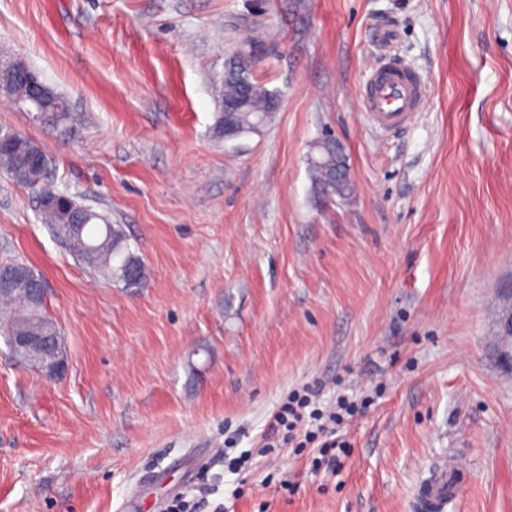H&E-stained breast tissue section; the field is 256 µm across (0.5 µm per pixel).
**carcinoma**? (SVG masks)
<instances>
[{
  "instance_id": "obj_1",
  "label": "carcinoma",
  "mask_w": 512,
  "mask_h": 512,
  "mask_svg": "<svg viewBox=\"0 0 512 512\" xmlns=\"http://www.w3.org/2000/svg\"><path fill=\"white\" fill-rule=\"evenodd\" d=\"M26 81L15 82L0 94L17 101L31 99ZM276 96L247 77L237 75L224 79L223 101L240 105L234 113L236 131L242 135L259 131L269 120ZM34 115L40 124L58 130L70 118L69 104L53 87L40 92ZM316 156L309 162L316 185L328 195L341 199L350 195L351 182H336L347 174L348 155L343 145L328 136L314 145ZM49 159L41 146L18 136L9 142L4 156V172L31 189L41 198V217L51 225L54 237L84 265L104 273L109 279L127 288H140L146 281V268L139 256L130 251L123 229L111 224L100 213L79 204L73 197L45 186ZM0 333L12 336H43L58 334L56 323L47 313L45 294H36L20 286L0 294Z\"/></svg>"
}]
</instances>
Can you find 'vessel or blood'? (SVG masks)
I'll list each match as a JSON object with an SVG mask.
<instances>
[{"mask_svg":"<svg viewBox=\"0 0 512 512\" xmlns=\"http://www.w3.org/2000/svg\"><path fill=\"white\" fill-rule=\"evenodd\" d=\"M368 71L361 103L369 122L384 132L408 125L425 105V81L386 56L369 63ZM463 482L455 459L443 460L418 490L424 512H444L448 497L457 495Z\"/></svg>","mask_w":512,"mask_h":512,"instance_id":"obj_1","label":"vessel or blood"}]
</instances>
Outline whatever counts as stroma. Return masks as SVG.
<instances>
[{
  "mask_svg": "<svg viewBox=\"0 0 512 512\" xmlns=\"http://www.w3.org/2000/svg\"><path fill=\"white\" fill-rule=\"evenodd\" d=\"M240 51L280 105L227 141ZM386 51L427 81L390 135L360 104ZM1 52L72 120L0 96V129L122 225L147 280L84 267L0 172V263L43 278L66 361L46 379L0 337V512H162L201 485L224 512H416L448 456L465 482L446 512H512V0H0ZM328 132L344 200L309 171ZM304 386L372 400L337 469L315 444L261 451Z\"/></svg>",
  "mask_w": 512,
  "mask_h": 512,
  "instance_id": "stroma-1",
  "label": "stroma"
}]
</instances>
